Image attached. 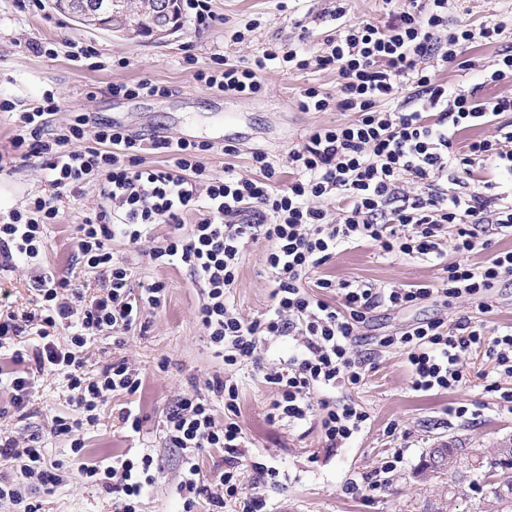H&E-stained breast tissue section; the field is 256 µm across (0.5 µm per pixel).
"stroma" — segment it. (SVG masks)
<instances>
[{
    "instance_id": "stroma-1",
    "label": "stroma",
    "mask_w": 512,
    "mask_h": 512,
    "mask_svg": "<svg viewBox=\"0 0 512 512\" xmlns=\"http://www.w3.org/2000/svg\"><path fill=\"white\" fill-rule=\"evenodd\" d=\"M336 4V0H210L215 16L210 26L198 28L188 22L167 40L154 42L78 26L54 10L50 0H41L35 8L23 7L20 0H0V98L30 110L39 105L45 91L54 90L61 95L63 107L51 117V127L66 125L72 113L87 112L96 120L115 122L133 133L161 131L214 144L207 163L218 174L228 163L238 172H248L250 154L257 149L283 163L292 144L311 129L351 120L348 112H302L295 105L300 86L335 90V69L301 73L275 66L267 71L261 94L238 98L198 87L193 70L185 68L182 60L191 53L203 67L212 53L220 52L225 60L236 63L280 43L299 44L310 53H321L334 32L329 12ZM509 10L512 0L448 2L450 19L465 20L475 28ZM237 31L243 32L242 40H234ZM30 40L54 49V56L29 50L26 43ZM73 42L92 43L100 52V69L91 71L72 61L69 45ZM504 50H512L510 32L492 44H473L467 56L474 61V68L463 70L450 64L438 67L437 76L451 84H481L483 68ZM144 78L167 87V95L126 99L113 97L110 91L112 84ZM227 144L236 146L234 156L222 154ZM47 189L39 158L0 172V211L19 207ZM101 202L95 186L81 197L64 200L60 220L48 232L43 258L48 269L68 273L74 261V229ZM169 232V225L160 224L152 237L138 246L121 240L112 244L114 256L130 268L134 284L160 280L166 285V294L160 307L146 309V332L129 333L124 346L113 345L111 338L103 335L88 342V371L97 372L123 357L142 371L143 385L136 396L114 395L97 424L84 431L81 458H73L69 441L46 433L48 417L68 414L71 409L70 392L61 377L40 379L28 415L22 419L11 410L9 390L0 388V429L21 436L42 435L48 459L62 464V481L52 491L35 485L28 488L29 495L39 501L40 512H115L110 494L82 482L78 473L81 462L107 466L113 456L146 451L159 456L163 471L143 498L141 512H180L182 508L174 495L181 476V452L166 447L163 420L179 395L206 394L207 379L223 370L224 360L210 347L196 319L201 290L187 269L175 262L153 264L145 257L146 252L164 245ZM317 274L338 280L360 277L378 283L429 284L436 271L418 259L382 256L377 248L365 244L339 252ZM270 292L264 247L250 245L243 254L231 300L240 315L249 319L268 309ZM488 304L485 312L464 298L445 308L429 302L406 309L380 308L362 324V338L373 344L423 319L441 318L452 324L465 315L492 328L512 326V281L494 288ZM465 366L470 373L466 385L447 392H416L401 353L381 352L375 369L351 392L370 412V425L330 450L322 442L318 425L297 427L284 420H269L275 392L265 383L261 366L242 364L233 377L239 386L237 421L246 434L248 453L279 470V487L267 493L271 512H424L425 503L439 499L446 490L444 478L432 475L421 483L414 479L429 448L450 440L489 448L501 438L512 437V413L504 408L498 393L485 388L483 374L491 370V362L474 353L466 358ZM133 400L143 419L137 433L118 419L120 409ZM461 404L469 406L470 415H450V408ZM397 450L403 452L404 463L391 472L390 484L365 495L349 492L350 482L375 474L383 459Z\"/></svg>"
}]
</instances>
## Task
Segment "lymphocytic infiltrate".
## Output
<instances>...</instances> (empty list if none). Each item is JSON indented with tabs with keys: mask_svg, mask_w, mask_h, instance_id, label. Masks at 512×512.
<instances>
[{
	"mask_svg": "<svg viewBox=\"0 0 512 512\" xmlns=\"http://www.w3.org/2000/svg\"><path fill=\"white\" fill-rule=\"evenodd\" d=\"M344 6L331 14L336 34L322 53L274 45L250 61L227 63L215 53L207 67L196 69L206 89L249 98L264 89L271 64L297 70L335 68V91L304 85L296 105L303 112L353 113L351 121L310 131L288 150L279 167L268 152L254 150L251 172L233 166L211 174L205 163L212 144L154 135L133 136L117 124L91 123L73 113L61 128L50 129L49 116L61 109L57 92L45 91L41 104L16 110L0 101L16 134L11 164L41 158L48 191L24 206L0 212V272L15 271L45 250L46 229L56 223L60 203L82 196L96 185L105 207L76 227L77 260L98 284L97 294L71 277L41 272L31 277L34 302L27 311H0V351L15 369L6 377L17 413H25L40 376L61 375L71 393L72 412L53 416L50 432L70 442L81 456V431L95 425L112 395H135L142 373L118 358L95 375L85 371L84 349L98 335L130 332L141 323L144 307H159L166 285L155 281L134 290L127 265L112 254V242L137 245L156 225H170L165 246L151 250V262L178 261L203 292L197 319L207 340L222 354L225 367L254 359L258 345L289 336L294 344L284 364L266 369L263 378L277 397L272 420L303 425L318 421L327 447L359 434L370 414L348 396L375 367V352L358 349L360 326L381 306L408 308L421 301L440 305L460 298L482 302L503 279L512 278V250L471 264L475 251L488 249L489 226L512 230V189L486 194L477 171L492 166L512 174V96L479 98L476 89L438 81L435 68L452 64L475 38L496 42L512 30V14L495 16L480 29L449 21L448 0H408L390 20L343 23ZM493 124L494 133L455 147L459 133ZM159 154L161 166L145 157ZM461 192L449 193V181ZM334 203L328 214L326 203ZM198 220L184 226L186 214ZM265 242L272 304L246 319L229 300L248 245ZM371 244L386 257L421 259L437 272L430 285H382L365 279L335 281L309 274L346 246ZM459 259L448 262V251ZM66 342H58V332ZM36 333L42 344L34 368H26L13 338ZM405 357L413 390L448 391L465 385L463 360L481 350L501 375L512 377V326L488 331L463 317L454 325L443 319L412 324L379 339ZM208 396L182 395L164 420L165 444L181 449L183 476L175 488L181 512H194L201 494L216 507L234 503L240 512H268L265 495L253 483L276 484V467L246 457V436L237 421L236 381L213 376ZM224 401V418L216 420L212 397ZM216 448L224 470L214 489L200 477L196 455ZM15 462L13 473L0 474V501L15 512H39L22 493L35 483L53 488L58 463L47 462L37 434L19 438L0 432V460ZM84 482L115 496L116 512H139V503L162 471L159 457L145 452L119 456L110 466L84 463Z\"/></svg>",
	"mask_w": 512,
	"mask_h": 512,
	"instance_id": "lymphocytic-infiltrate-1",
	"label": "lymphocytic infiltrate"
}]
</instances>
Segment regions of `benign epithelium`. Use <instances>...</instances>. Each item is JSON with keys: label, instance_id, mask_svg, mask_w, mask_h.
Returning <instances> with one entry per match:
<instances>
[{"label": "benign epithelium", "instance_id": "benign-epithelium-1", "mask_svg": "<svg viewBox=\"0 0 512 512\" xmlns=\"http://www.w3.org/2000/svg\"><path fill=\"white\" fill-rule=\"evenodd\" d=\"M61 1L82 21L95 15L93 4L88 0H51L52 6ZM174 10L172 0H112V33L124 37L136 34L137 19L148 14L152 21V39L163 40L180 30L173 20Z\"/></svg>", "mask_w": 512, "mask_h": 512}]
</instances>
